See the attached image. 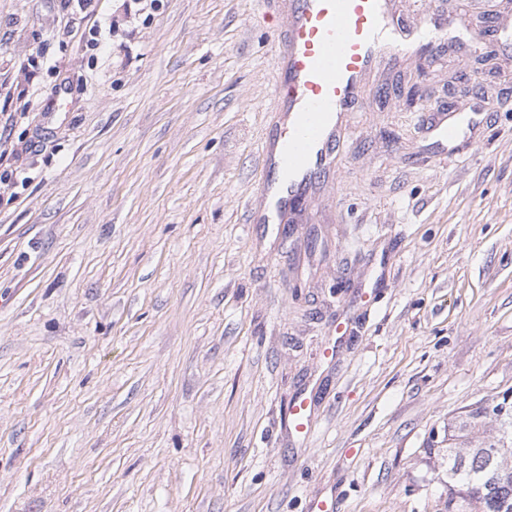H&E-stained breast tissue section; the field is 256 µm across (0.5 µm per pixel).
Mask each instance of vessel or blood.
I'll return each mask as SVG.
<instances>
[{"label":"vessel or blood","instance_id":"b4317fda","mask_svg":"<svg viewBox=\"0 0 512 512\" xmlns=\"http://www.w3.org/2000/svg\"><path fill=\"white\" fill-rule=\"evenodd\" d=\"M283 23L275 36L276 77L269 122L259 153V194L249 208L251 224H295L334 171L340 129L361 104L366 77L399 55L433 61L448 19L425 11L407 23L395 0H282ZM456 116L440 112L432 128L439 141L460 135ZM311 397L288 408L290 426L307 436Z\"/></svg>","mask_w":512,"mask_h":512}]
</instances>
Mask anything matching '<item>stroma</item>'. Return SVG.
Here are the masks:
<instances>
[{
    "mask_svg": "<svg viewBox=\"0 0 512 512\" xmlns=\"http://www.w3.org/2000/svg\"><path fill=\"white\" fill-rule=\"evenodd\" d=\"M436 4L284 235L277 0H0V512H444L449 432L512 404V38L473 45L512 0H397ZM460 121L454 115H448L447 112H438L436 120L432 124L435 135L438 141L444 144H451L455 142L460 135ZM311 396L307 393L295 399L288 407L290 426L300 436L306 437L310 424Z\"/></svg>",
    "mask_w": 512,
    "mask_h": 512,
    "instance_id": "35a3bbf8",
    "label": "stroma"
}]
</instances>
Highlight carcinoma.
<instances>
[{"instance_id":"carcinoma-1","label":"carcinoma","mask_w":512,"mask_h":512,"mask_svg":"<svg viewBox=\"0 0 512 512\" xmlns=\"http://www.w3.org/2000/svg\"><path fill=\"white\" fill-rule=\"evenodd\" d=\"M500 419L496 441L476 448L457 442L473 438L478 423L465 419L448 443V504L446 512H512V414L497 404Z\"/></svg>"}]
</instances>
